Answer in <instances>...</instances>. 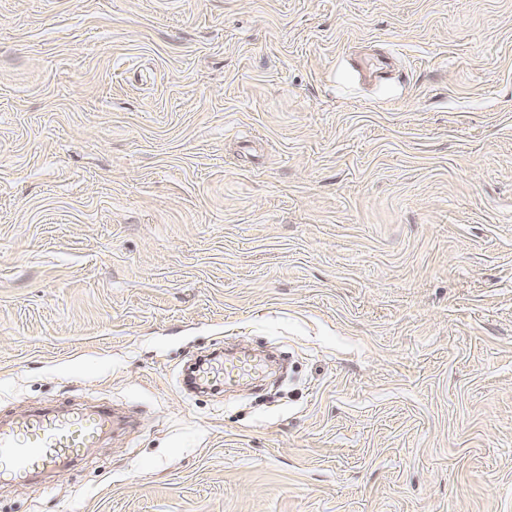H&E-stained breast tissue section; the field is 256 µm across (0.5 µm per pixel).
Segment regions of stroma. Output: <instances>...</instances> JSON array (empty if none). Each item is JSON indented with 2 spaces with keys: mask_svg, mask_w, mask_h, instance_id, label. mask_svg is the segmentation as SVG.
<instances>
[{
  "mask_svg": "<svg viewBox=\"0 0 512 512\" xmlns=\"http://www.w3.org/2000/svg\"><path fill=\"white\" fill-rule=\"evenodd\" d=\"M97 406L0 512H512V0H0V421Z\"/></svg>",
  "mask_w": 512,
  "mask_h": 512,
  "instance_id": "35a3bbf8",
  "label": "stroma"
}]
</instances>
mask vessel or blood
Returning a JSON list of instances; mask_svg holds the SVG:
<instances>
[{
	"mask_svg": "<svg viewBox=\"0 0 512 512\" xmlns=\"http://www.w3.org/2000/svg\"><path fill=\"white\" fill-rule=\"evenodd\" d=\"M109 410L43 409L0 422V481L21 482L80 460L112 431Z\"/></svg>",
	"mask_w": 512,
	"mask_h": 512,
	"instance_id": "b4317fda",
	"label": "vessel or blood"
}]
</instances>
